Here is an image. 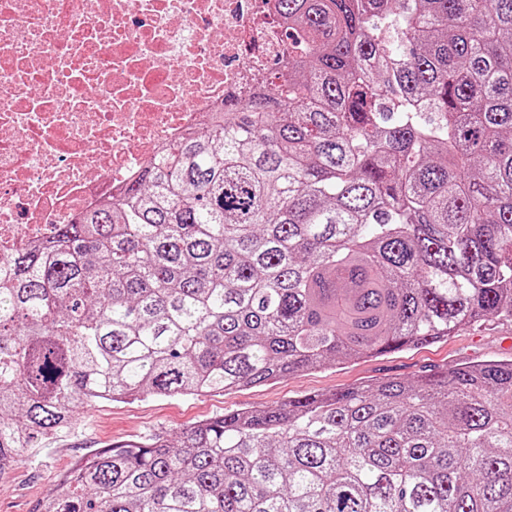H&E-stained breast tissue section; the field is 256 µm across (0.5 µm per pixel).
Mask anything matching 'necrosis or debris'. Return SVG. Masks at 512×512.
Here are the masks:
<instances>
[{
	"label": "necrosis or debris",
	"instance_id": "obj_1",
	"mask_svg": "<svg viewBox=\"0 0 512 512\" xmlns=\"http://www.w3.org/2000/svg\"><path fill=\"white\" fill-rule=\"evenodd\" d=\"M270 0H0V258L119 197L286 57Z\"/></svg>",
	"mask_w": 512,
	"mask_h": 512
}]
</instances>
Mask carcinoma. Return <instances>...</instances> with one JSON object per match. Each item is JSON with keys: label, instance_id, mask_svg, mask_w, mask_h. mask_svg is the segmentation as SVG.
Wrapping results in <instances>:
<instances>
[{"label": "carcinoma", "instance_id": "carcinoma-1", "mask_svg": "<svg viewBox=\"0 0 512 512\" xmlns=\"http://www.w3.org/2000/svg\"><path fill=\"white\" fill-rule=\"evenodd\" d=\"M279 84L0 268V475L96 400L512 319V0H275ZM36 512H512V359L96 451Z\"/></svg>", "mask_w": 512, "mask_h": 512}]
</instances>
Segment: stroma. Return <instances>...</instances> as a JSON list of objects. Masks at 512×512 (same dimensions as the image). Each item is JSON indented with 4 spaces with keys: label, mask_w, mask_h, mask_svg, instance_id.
Instances as JSON below:
<instances>
[{
    "label": "stroma",
    "mask_w": 512,
    "mask_h": 512,
    "mask_svg": "<svg viewBox=\"0 0 512 512\" xmlns=\"http://www.w3.org/2000/svg\"><path fill=\"white\" fill-rule=\"evenodd\" d=\"M506 358H512V320L488 319L431 345L330 363L249 388L134 402H91L76 409V425L70 432L23 452L0 475V512H35L79 458L115 444L144 440L159 432L173 437L193 423L244 407H274L305 394L409 379L423 370L455 363Z\"/></svg>",
    "instance_id": "1"
}]
</instances>
